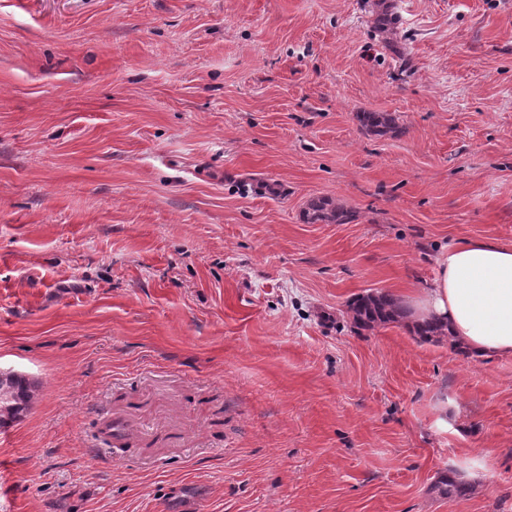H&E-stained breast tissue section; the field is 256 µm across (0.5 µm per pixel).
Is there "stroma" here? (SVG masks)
Returning a JSON list of instances; mask_svg holds the SVG:
<instances>
[{"label": "stroma", "instance_id": "1", "mask_svg": "<svg viewBox=\"0 0 512 512\" xmlns=\"http://www.w3.org/2000/svg\"><path fill=\"white\" fill-rule=\"evenodd\" d=\"M375 3L0 0V512H512V357L349 312L512 245V0ZM360 124L367 130L378 133L397 134L400 129L395 118L384 112H361L357 115ZM312 219L326 224H345L351 219V214L340 206H333L329 201L321 200L311 205ZM31 398L25 379L14 374H0V427L7 426L25 408ZM7 411L9 419L4 417Z\"/></svg>", "mask_w": 512, "mask_h": 512}]
</instances>
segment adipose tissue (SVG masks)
<instances>
[{"instance_id": "adipose-tissue-1", "label": "adipose tissue", "mask_w": 512, "mask_h": 512, "mask_svg": "<svg viewBox=\"0 0 512 512\" xmlns=\"http://www.w3.org/2000/svg\"><path fill=\"white\" fill-rule=\"evenodd\" d=\"M435 263L434 279L409 300L412 322L442 325L473 358L512 357V245L474 238Z\"/></svg>"}]
</instances>
